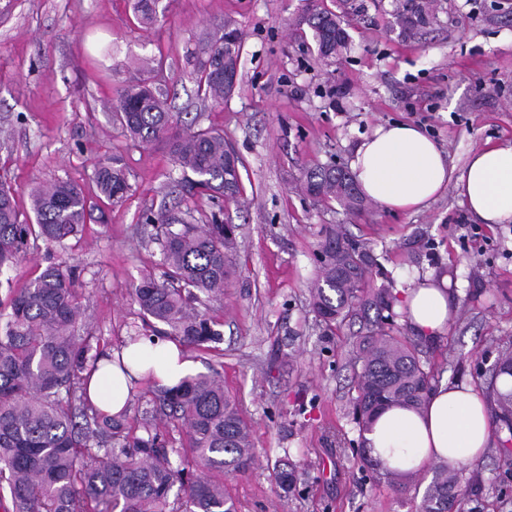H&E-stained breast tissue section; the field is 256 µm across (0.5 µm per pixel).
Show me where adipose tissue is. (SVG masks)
Instances as JSON below:
<instances>
[{
  "label": "adipose tissue",
  "instance_id": "1",
  "mask_svg": "<svg viewBox=\"0 0 512 512\" xmlns=\"http://www.w3.org/2000/svg\"><path fill=\"white\" fill-rule=\"evenodd\" d=\"M351 169L361 195L397 213L419 212L455 189L480 224L512 222V145L484 144L473 150L464 170L418 126H377L356 147ZM448 274L426 276L401 300L405 320L425 338L444 334L455 312ZM194 368L176 342L141 338L102 358L87 384L91 403L117 415L129 400L131 381L177 385ZM492 436L489 407L481 391L463 383H444L431 391L424 407L380 410L365 434L373 457L391 471L414 473L426 464L457 466L478 460Z\"/></svg>",
  "mask_w": 512,
  "mask_h": 512
}]
</instances>
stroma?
<instances>
[{
  "label": "stroma",
  "mask_w": 512,
  "mask_h": 512,
  "mask_svg": "<svg viewBox=\"0 0 512 512\" xmlns=\"http://www.w3.org/2000/svg\"><path fill=\"white\" fill-rule=\"evenodd\" d=\"M312 3L160 0L163 17L147 31L133 0H0V173L19 211L29 214L31 188L54 180L96 197L95 170L115 157L133 186L65 248L22 254L0 299L63 256L105 348L148 333L131 289L162 275L164 255L142 215L178 206L180 172L164 144L130 140L109 106L148 80L179 127L223 131L239 158L242 194L223 204L238 226L234 275L206 305L224 336L188 352L197 372L222 376L251 428L256 463L226 482L237 512H417L433 467L401 494L358 460L354 329H326L311 306L325 229L346 225L375 256L377 283L394 292L452 273L457 310L423 354L440 381L482 390L484 372L512 347V223H475L451 190L417 213L371 202L356 214L296 184L304 168L349 166L356 143L384 123L420 126L459 166L485 143L511 144L512 0H438L435 22L411 39L396 23L399 0H355L351 46L328 60L296 26ZM228 19L243 34L242 55L236 88L218 104L197 93L192 49ZM284 458L298 474L287 492L272 477ZM457 471L471 487L466 512H512V455L492 445Z\"/></svg>",
  "instance_id": "1"
}]
</instances>
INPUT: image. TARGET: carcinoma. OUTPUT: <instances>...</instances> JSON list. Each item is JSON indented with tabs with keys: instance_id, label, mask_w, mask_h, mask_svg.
<instances>
[{
	"instance_id": "cac0c4a2",
	"label": "carcinoma",
	"mask_w": 512,
	"mask_h": 512,
	"mask_svg": "<svg viewBox=\"0 0 512 512\" xmlns=\"http://www.w3.org/2000/svg\"><path fill=\"white\" fill-rule=\"evenodd\" d=\"M437 0H402L397 24L411 37L432 24ZM159 0H135L139 23L157 21ZM337 13L317 5L298 19L310 29L318 53L338 55L350 41L344 15L353 9L341 0ZM241 33L231 22L199 46L198 89L210 100H224L219 69L240 65ZM114 116L132 140L142 145L166 143L183 173L180 186L189 197L204 196L213 207L182 212H145L143 223L164 242L162 279L148 274L132 296L144 317L167 327L169 336L189 348H206L221 340L214 322L199 310L200 295L219 297L231 282L237 252V226L223 224L221 201L240 194L238 159L224 133L207 128L178 132L166 99L141 81L127 86ZM99 193L110 204L131 190L126 170L103 164L95 171ZM301 190L320 200H335L352 212L363 208L351 173L344 167L306 168ZM33 218L21 220L15 193L0 180V275L32 243L65 248L95 206L68 181L31 189ZM353 243L341 224L330 226L320 250L321 275L311 304L329 327L363 322L356 362V420L367 428L390 404L421 410L437 382V371L421 359L418 344L394 330L396 297L382 284L367 286L371 251ZM81 298L72 268L58 257L22 288L0 302V500L10 499L11 512H235L224 491L222 474L232 478L255 464L247 423L218 377L190 376L175 387L151 392L153 408L143 413L144 436L127 431L126 416L98 412L84 396V372L97 362L100 338L82 326ZM512 377V351L501 353L488 389L496 407L492 421L501 449L512 451V389L498 381ZM169 427L160 432L159 426ZM176 431L179 439L169 437ZM506 432L508 436L500 437ZM180 447H175V442ZM284 491L297 480L287 463L273 469ZM467 496L457 474L439 467L426 490L421 512H463Z\"/></svg>"
}]
</instances>
